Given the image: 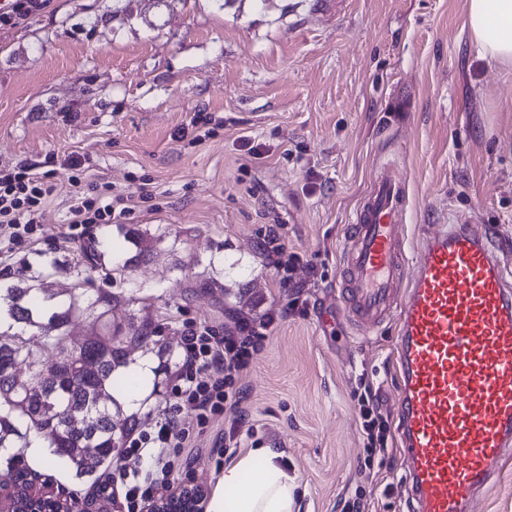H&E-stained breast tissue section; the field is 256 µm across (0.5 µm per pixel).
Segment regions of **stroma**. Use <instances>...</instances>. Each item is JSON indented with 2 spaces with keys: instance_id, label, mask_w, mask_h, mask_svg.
Wrapping results in <instances>:
<instances>
[{
  "instance_id": "stroma-1",
  "label": "stroma",
  "mask_w": 512,
  "mask_h": 512,
  "mask_svg": "<svg viewBox=\"0 0 512 512\" xmlns=\"http://www.w3.org/2000/svg\"><path fill=\"white\" fill-rule=\"evenodd\" d=\"M49 153L86 159L84 183L130 196L131 211L71 229L70 173H51L41 224L0 252V286L34 284L77 311L61 339L23 329L30 347L79 350L98 328L91 288L111 294L113 326L149 324V345L127 360L156 372L160 394L114 413L126 434L161 417L184 323L286 310L242 378L251 430L239 451L282 453L298 512H342L360 486L366 512H407L396 444L361 471L354 397L373 385L394 418L395 327L363 335L335 284L347 226L388 162L408 185L412 242L452 214L512 237V73L477 55L467 0H51L0 27V168ZM275 222L317 267L302 295L260 250ZM237 411L189 457L204 491L227 463L215 440ZM21 454L62 499L94 493L96 477L48 449Z\"/></svg>"
}]
</instances>
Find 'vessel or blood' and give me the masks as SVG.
Instances as JSON below:
<instances>
[{"label": "vessel or blood", "mask_w": 512, "mask_h": 512, "mask_svg": "<svg viewBox=\"0 0 512 512\" xmlns=\"http://www.w3.org/2000/svg\"><path fill=\"white\" fill-rule=\"evenodd\" d=\"M406 210L404 180L377 168L343 243L338 300L361 328L396 326V429L411 512H469L512 465V243L498 227L455 220L415 247Z\"/></svg>", "instance_id": "b4317fda"}]
</instances>
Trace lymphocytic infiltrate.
I'll list each match as a JSON object with an SVG mask.
<instances>
[{"instance_id": "lymphocytic-infiltrate-1", "label": "lymphocytic infiltrate", "mask_w": 512, "mask_h": 512, "mask_svg": "<svg viewBox=\"0 0 512 512\" xmlns=\"http://www.w3.org/2000/svg\"><path fill=\"white\" fill-rule=\"evenodd\" d=\"M55 162L50 155L43 164ZM40 165L0 168V245L4 248L21 244L41 221L54 188ZM69 210L76 224H109L116 218L114 200L106 192L92 199L75 192ZM285 317V311L269 308L256 317L233 314L230 325L222 329L205 323L185 325L165 413L150 429L126 436L120 462L99 486L116 512H147L155 496L172 489L189 449L223 414L225 404L240 401V377L267 334ZM356 397L364 449L371 456L385 447L387 422L380 395L371 385H361ZM186 404L194 408V418L183 417Z\"/></svg>"}]
</instances>
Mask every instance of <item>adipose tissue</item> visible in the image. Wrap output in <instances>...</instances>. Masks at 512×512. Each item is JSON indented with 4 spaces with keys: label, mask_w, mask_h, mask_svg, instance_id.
I'll return each instance as SVG.
<instances>
[{
    "label": "adipose tissue",
    "mask_w": 512,
    "mask_h": 512,
    "mask_svg": "<svg viewBox=\"0 0 512 512\" xmlns=\"http://www.w3.org/2000/svg\"><path fill=\"white\" fill-rule=\"evenodd\" d=\"M467 18L479 53L512 64V0H467ZM296 488L281 454L256 448L225 466L208 512H297Z\"/></svg>",
    "instance_id": "obj_1"
}]
</instances>
